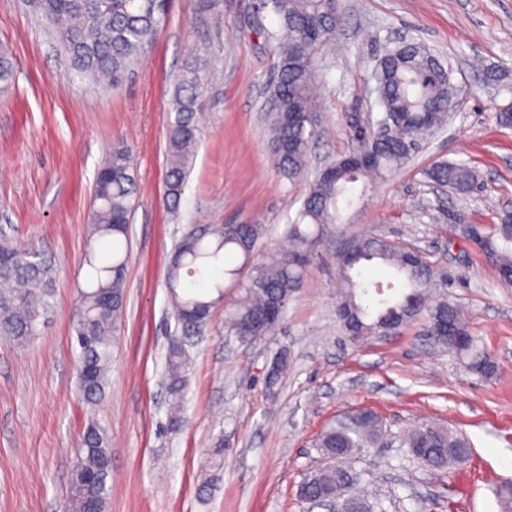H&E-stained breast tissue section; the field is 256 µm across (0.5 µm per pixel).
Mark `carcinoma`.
Returning <instances> with one entry per match:
<instances>
[{
    "instance_id": "carcinoma-1",
    "label": "carcinoma",
    "mask_w": 512,
    "mask_h": 512,
    "mask_svg": "<svg viewBox=\"0 0 512 512\" xmlns=\"http://www.w3.org/2000/svg\"><path fill=\"white\" fill-rule=\"evenodd\" d=\"M168 0H40L37 11L50 35L69 61L70 69L92 83L117 87L135 61L162 31ZM259 12H272L278 28L267 35L279 62L269 105L270 155L282 178L293 183L308 170L321 105L316 96L317 57L328 49L338 21L337 0H260ZM313 24L324 30L322 42L305 41L302 28ZM386 69L383 96L388 108L402 113L405 123L391 142L376 141L362 125H350L357 142L354 153H367L366 166L328 162L330 177L315 175L296 218L287 225L291 248L286 252L260 246L266 235L263 224H214L204 236L188 235L175 247L167 273L172 311L176 318L188 312L211 316L224 302L227 277L238 297L225 307L226 335L241 343L268 335L284 318L290 297L301 287L307 265L331 225L338 220V202L350 187L364 180H384L405 164L420 148L417 132L442 126L449 113L452 85L449 71L418 42H405L377 59L375 69ZM209 73L202 55L187 57L173 82L171 111L166 129L168 170L165 197L171 210L178 209L191 169L201 129L197 114L201 89ZM11 53L0 50V89L13 85ZM428 178L461 192L477 188L473 170L460 162H441ZM136 179L131 149L117 142L99 166L93 187L94 204L88 217L86 265L88 289L81 298L76 343L80 365L86 370L79 380L84 401L97 404L105 395L112 360V344L120 331L126 303L125 270L129 254L131 198ZM490 225L458 224L454 234L468 240L481 238L483 251L493 258L498 277L512 273V210L501 208ZM356 260L339 264L336 281V315L347 335L358 344L381 333L380 324L395 320L404 324L427 315L426 335L442 345L436 323L448 316L464 343L453 349L474 373L494 374L496 365L479 345L457 309L443 302L427 306L431 282L442 276L423 252L410 253L405 244L379 236L351 239ZM380 260L392 266L404 281L395 298H380L370 307L362 303L368 289L353 280L351 271L365 262ZM54 277L48 259L31 247H20L0 235V336L20 344L38 333L40 320L52 306ZM190 362L183 337L171 339L166 353L169 418L180 420L186 372ZM384 421L371 410L360 409L337 419L318 436L315 447L326 459L334 455L343 463L324 465L310 473L298 496L329 501L345 493V484L356 481L350 460L366 448H375L384 434ZM399 446L409 461L431 469L460 467L470 459L468 437L450 427L420 423L398 434ZM112 448L103 430L90 423L81 439L71 479L68 512H104L106 478ZM362 512H387V495H358Z\"/></svg>"
}]
</instances>
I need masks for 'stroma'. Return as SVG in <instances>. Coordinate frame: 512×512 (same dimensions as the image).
I'll return each instance as SVG.
<instances>
[{
	"label": "stroma",
	"instance_id": "stroma-1",
	"mask_svg": "<svg viewBox=\"0 0 512 512\" xmlns=\"http://www.w3.org/2000/svg\"><path fill=\"white\" fill-rule=\"evenodd\" d=\"M253 0H170L165 26L121 86L66 73L59 45L26 0H0V47L15 62L0 92V232L42 251L55 274L53 307L37 336L0 339V512H66L79 444L96 421L112 446L105 512H303L297 488L323 457L315 440L337 416L378 413L388 429L421 422L463 431L473 455L448 472L401 464L383 444L352 462L362 482L393 494L390 512H506L497 495L512 479V285L455 224H489L512 203V0H341L331 51L320 55L323 112L312 167L348 154L354 113L376 99L374 68L385 50L414 40L449 69L456 97L447 125L385 181L356 183L346 221L317 248L284 320L242 344L216 310L190 350L178 427L168 417L165 356L180 328L168 301L174 247L193 226L266 224L284 250L308 180L288 182L267 149V89L278 59L252 24ZM208 55L201 138L178 212L164 200L166 128L173 79L193 54ZM132 151L126 305L112 347L104 399L78 389L75 327L87 220L98 167L115 141ZM448 160L470 166L479 187L459 193L427 172ZM380 235L410 243L447 274L433 288L462 312L498 370L470 373L437 348L415 317L388 336L351 343L336 316L342 241ZM288 369L274 392L266 372L279 352ZM224 467L200 495L215 439Z\"/></svg>",
	"mask_w": 512,
	"mask_h": 512
}]
</instances>
